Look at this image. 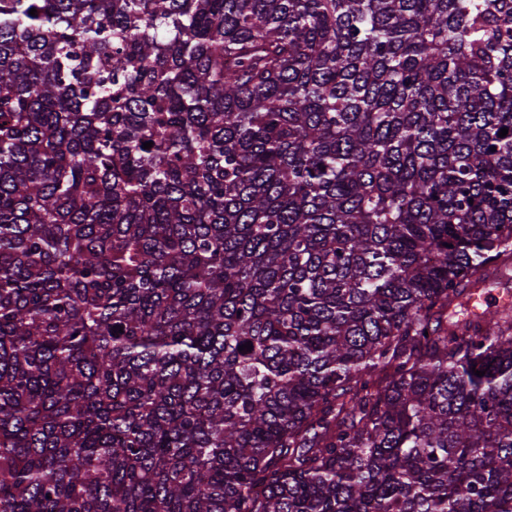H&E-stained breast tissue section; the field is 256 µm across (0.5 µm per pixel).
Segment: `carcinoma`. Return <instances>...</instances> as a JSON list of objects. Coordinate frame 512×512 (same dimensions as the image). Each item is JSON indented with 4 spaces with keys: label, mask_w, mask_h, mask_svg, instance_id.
Masks as SVG:
<instances>
[{
    "label": "carcinoma",
    "mask_w": 512,
    "mask_h": 512,
    "mask_svg": "<svg viewBox=\"0 0 512 512\" xmlns=\"http://www.w3.org/2000/svg\"><path fill=\"white\" fill-rule=\"evenodd\" d=\"M511 265L512 0H0V512H512Z\"/></svg>",
    "instance_id": "carcinoma-1"
}]
</instances>
